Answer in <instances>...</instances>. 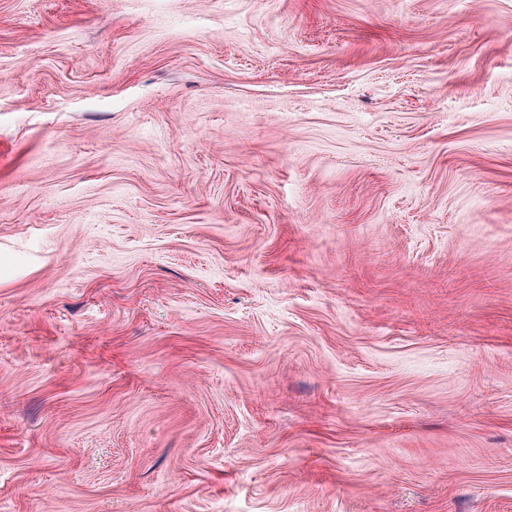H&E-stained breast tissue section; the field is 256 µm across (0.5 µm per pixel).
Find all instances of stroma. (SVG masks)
Returning <instances> with one entry per match:
<instances>
[{"mask_svg": "<svg viewBox=\"0 0 512 512\" xmlns=\"http://www.w3.org/2000/svg\"><path fill=\"white\" fill-rule=\"evenodd\" d=\"M0 512H512V0H0Z\"/></svg>", "mask_w": 512, "mask_h": 512, "instance_id": "obj_1", "label": "stroma"}]
</instances>
